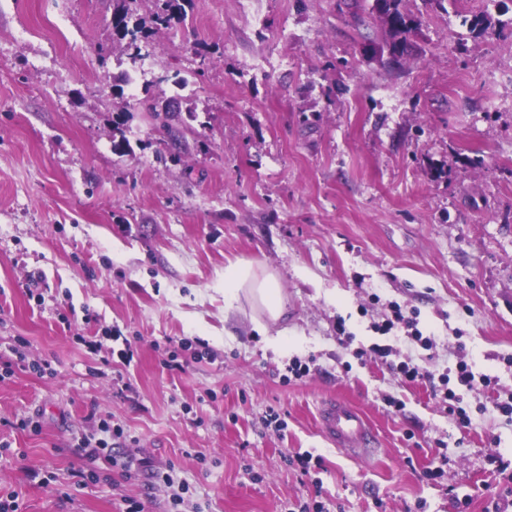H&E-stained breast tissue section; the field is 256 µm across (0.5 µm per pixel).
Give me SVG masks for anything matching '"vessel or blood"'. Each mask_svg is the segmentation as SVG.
Instances as JSON below:
<instances>
[{"mask_svg": "<svg viewBox=\"0 0 512 512\" xmlns=\"http://www.w3.org/2000/svg\"><path fill=\"white\" fill-rule=\"evenodd\" d=\"M319 429L326 440L352 457L368 458L374 443L373 429L360 410L340 398L325 400L318 409Z\"/></svg>", "mask_w": 512, "mask_h": 512, "instance_id": "obj_1", "label": "vessel or blood"}]
</instances>
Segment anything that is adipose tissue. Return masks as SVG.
<instances>
[{
  "label": "adipose tissue",
  "mask_w": 512,
  "mask_h": 512,
  "mask_svg": "<svg viewBox=\"0 0 512 512\" xmlns=\"http://www.w3.org/2000/svg\"><path fill=\"white\" fill-rule=\"evenodd\" d=\"M224 297L229 302H245L252 312L264 314L275 323L286 314V298L276 272L250 260H239L224 269Z\"/></svg>",
  "instance_id": "1"
}]
</instances>
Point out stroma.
Masks as SVG:
<instances>
[{
	"label": "stroma",
	"instance_id": "stroma-1",
	"mask_svg": "<svg viewBox=\"0 0 512 512\" xmlns=\"http://www.w3.org/2000/svg\"><path fill=\"white\" fill-rule=\"evenodd\" d=\"M372 2L191 0L181 29L140 0L134 55L112 0H0V496L19 512H512V0H406L423 24L394 66ZM480 13L500 35L469 31ZM239 259L279 273L280 325L225 306ZM406 360L427 378L403 383ZM463 364L491 385H459ZM333 396L375 457L321 437ZM104 422L112 460L76 451ZM168 464L178 506L150 483Z\"/></svg>",
	"mask_w": 512,
	"mask_h": 512
}]
</instances>
